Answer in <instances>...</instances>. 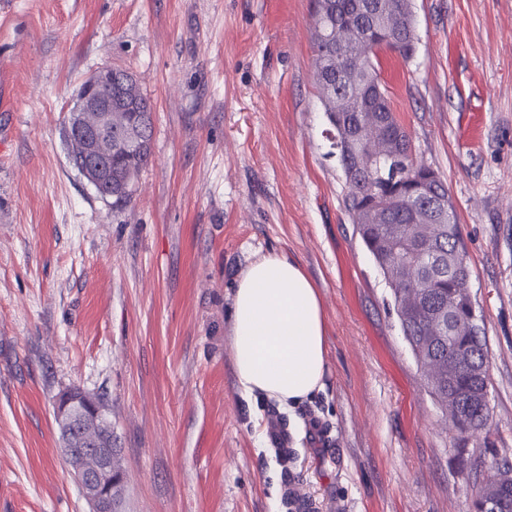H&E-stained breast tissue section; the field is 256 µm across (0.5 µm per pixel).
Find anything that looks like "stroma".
Masks as SVG:
<instances>
[{"mask_svg": "<svg viewBox=\"0 0 512 512\" xmlns=\"http://www.w3.org/2000/svg\"><path fill=\"white\" fill-rule=\"evenodd\" d=\"M411 6L416 53L381 54V77L456 207L489 429L455 440L345 207L312 0H0V512H89L54 413L73 386L112 412L119 512H286V469L317 512H473L483 470L512 465V0ZM103 65L153 107L124 205L66 140ZM269 253L315 282L327 328L324 386L288 411L241 394L231 351L233 286Z\"/></svg>", "mask_w": 512, "mask_h": 512, "instance_id": "35a3bbf8", "label": "stroma"}]
</instances>
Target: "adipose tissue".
Returning <instances> with one entry per match:
<instances>
[{
	"label": "adipose tissue",
	"mask_w": 512,
	"mask_h": 512,
	"mask_svg": "<svg viewBox=\"0 0 512 512\" xmlns=\"http://www.w3.org/2000/svg\"><path fill=\"white\" fill-rule=\"evenodd\" d=\"M232 353L244 396L289 409L313 398L327 369L319 291L303 268L267 254L239 276L231 305Z\"/></svg>",
	"instance_id": "1"
}]
</instances>
